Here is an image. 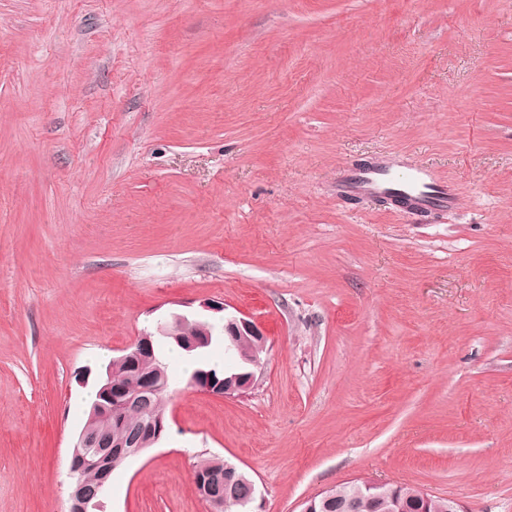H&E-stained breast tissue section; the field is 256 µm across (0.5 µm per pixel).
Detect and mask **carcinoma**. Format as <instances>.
Returning a JSON list of instances; mask_svg holds the SVG:
<instances>
[{
    "label": "carcinoma",
    "instance_id": "1",
    "mask_svg": "<svg viewBox=\"0 0 512 512\" xmlns=\"http://www.w3.org/2000/svg\"><path fill=\"white\" fill-rule=\"evenodd\" d=\"M206 329L211 334V343L192 354L196 366L192 370L188 382L205 384L206 380L224 379V370L218 364L207 359V354L217 345L225 344L230 347L231 355L235 357H248L253 353L252 342L249 339L239 338L234 341L215 335L211 325L199 323L195 320L185 326V332L194 335L200 329ZM151 353L145 358H138L132 362L115 361L111 363L115 374L120 380L122 391L128 395L137 397L138 404L130 411L122 412L114 408L115 402H110L107 409L95 415H87L81 432L87 435L110 436L115 439L120 437L137 439L142 436L151 422L158 418H166L165 395L171 378L168 372L169 366L161 354V343L171 342L167 336H150ZM82 452L90 461L80 474L81 480L86 485L87 492L97 499H103L107 487L100 485V469L92 461L94 455L89 448ZM416 488L398 486L395 494H385L372 503H367L362 512H397V505H402L411 510L416 508L414 494ZM214 494L224 499L222 512H254L253 494L251 485L241 482L227 491L220 488Z\"/></svg>",
    "mask_w": 512,
    "mask_h": 512
}]
</instances>
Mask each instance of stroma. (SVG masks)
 I'll return each mask as SVG.
<instances>
[{
    "instance_id": "35a3bbf8",
    "label": "stroma",
    "mask_w": 512,
    "mask_h": 512,
    "mask_svg": "<svg viewBox=\"0 0 512 512\" xmlns=\"http://www.w3.org/2000/svg\"><path fill=\"white\" fill-rule=\"evenodd\" d=\"M426 168L447 207L350 193ZM258 322V388L167 394L103 512H301L371 480L512 512V0H0V512H68L99 370ZM226 464H229V463L226 461L220 460L218 458L203 460L202 462H200L197 465V467L195 469L196 475H194V478H193L194 484L195 485L202 484V486H204V488H206V489L211 487L213 480H214V475L211 473L209 475H205L202 477V476L197 475V473L213 472L215 470H224V480L226 482L233 480L237 476L238 468L233 466L232 464H231L232 466L225 467ZM224 467H225V469H224ZM244 476L247 482L234 485L231 490H227V494L224 486L212 492L213 495H218L224 499V509L216 512H255L253 510V494L249 484L253 481L245 473Z\"/></svg>"
}]
</instances>
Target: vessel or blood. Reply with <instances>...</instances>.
<instances>
[{
    "label": "vessel or blood",
    "instance_id": "vessel-or-blood-1",
    "mask_svg": "<svg viewBox=\"0 0 512 512\" xmlns=\"http://www.w3.org/2000/svg\"><path fill=\"white\" fill-rule=\"evenodd\" d=\"M356 189L380 195H405L413 207L437 205L445 201V187L437 185L427 170L389 173L383 169L365 168L354 175Z\"/></svg>",
    "mask_w": 512,
    "mask_h": 512
}]
</instances>
